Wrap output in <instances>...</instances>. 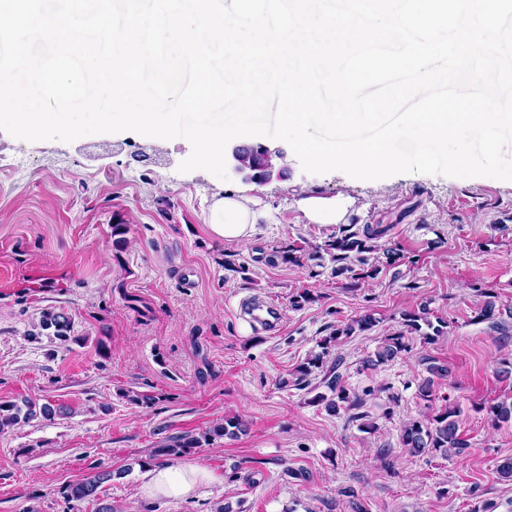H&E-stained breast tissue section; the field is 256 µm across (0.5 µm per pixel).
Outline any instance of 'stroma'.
<instances>
[{"mask_svg":"<svg viewBox=\"0 0 512 512\" xmlns=\"http://www.w3.org/2000/svg\"><path fill=\"white\" fill-rule=\"evenodd\" d=\"M192 153L182 137L134 132L25 141L0 130V402L64 407L0 432V512H512V422L487 412L512 397V181L402 173L365 181L341 171L305 172L260 184L275 223L248 242H218L201 202L245 187L238 175L180 171ZM347 200L348 224H380L400 258L359 288L330 259L300 268L286 250L311 252L339 225L310 224L305 196ZM127 225L121 246L112 227ZM245 264L242 275L225 261ZM310 291L312 302L293 306ZM493 298L495 321L481 319ZM259 298L281 312L256 331L241 304ZM428 308L446 328L434 343L410 336V353L365 370L362 360L402 331L405 313ZM65 312L72 338L41 332L43 310ZM377 324L344 338V386L359 395L375 430L313 402L291 385L336 325L364 314ZM448 366L438 396L459 406L464 454L412 457L400 428L426 409L417 386L423 357ZM148 395L150 404L140 403ZM238 417L245 428L217 437ZM208 435L183 454L206 467L212 495L182 501L140 496L139 476L172 438ZM112 474L98 499L68 500L66 488Z\"/></svg>","mask_w":512,"mask_h":512,"instance_id":"obj_1","label":"stroma"}]
</instances>
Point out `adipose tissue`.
I'll return each instance as SVG.
<instances>
[{
  "mask_svg": "<svg viewBox=\"0 0 512 512\" xmlns=\"http://www.w3.org/2000/svg\"><path fill=\"white\" fill-rule=\"evenodd\" d=\"M205 215L210 235L227 242L251 241L258 224L269 218L268 211L261 207L259 200L241 190L212 198ZM211 485V476L204 466L175 462L145 467L139 489L151 498L185 500L203 496L205 488Z\"/></svg>",
  "mask_w": 512,
  "mask_h": 512,
  "instance_id": "obj_1",
  "label": "adipose tissue"
}]
</instances>
